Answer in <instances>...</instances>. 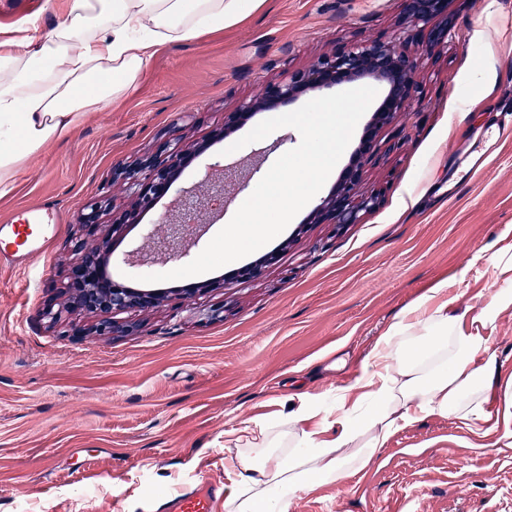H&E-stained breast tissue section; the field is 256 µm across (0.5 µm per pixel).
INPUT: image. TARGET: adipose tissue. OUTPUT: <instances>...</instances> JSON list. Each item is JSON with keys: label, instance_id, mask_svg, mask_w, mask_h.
<instances>
[{"label": "adipose tissue", "instance_id": "ef3b65f1", "mask_svg": "<svg viewBox=\"0 0 512 512\" xmlns=\"http://www.w3.org/2000/svg\"><path fill=\"white\" fill-rule=\"evenodd\" d=\"M264 0H68L50 33L29 22L16 42L0 40V196L14 187L28 158L69 134L89 113L123 102L164 46L224 29ZM500 288L477 313L457 312L456 296L434 288L380 336L355 387L363 406L339 396V429L318 438L303 423L313 404L301 399L288 421L226 433L235 490L226 512H289L313 481L343 483L368 464L398 423L433 414L466 424L486 421L496 386L495 354L483 331L512 305V250L492 258Z\"/></svg>", "mask_w": 512, "mask_h": 512}]
</instances>
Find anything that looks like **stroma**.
I'll use <instances>...</instances> for the list:
<instances>
[{
    "label": "stroma",
    "mask_w": 512,
    "mask_h": 512,
    "mask_svg": "<svg viewBox=\"0 0 512 512\" xmlns=\"http://www.w3.org/2000/svg\"><path fill=\"white\" fill-rule=\"evenodd\" d=\"M67 0H0V33L29 18L51 31ZM448 34L418 53L424 100L379 139L360 192H380L360 223L291 221L275 264L195 300L127 313L126 336H94L96 318L64 308L58 286L75 261L79 207L128 200L120 163L164 141L208 142L176 189L220 158L251 166L285 127L240 150L246 128L230 112L267 81L403 26L400 0H265L223 31L163 47L125 101L93 112L33 155L0 197V231L17 215L44 224L42 255L0 269V512H151L166 492L210 491L215 512L234 490L224 433L246 420L277 422L318 404L320 427L371 362L379 336L436 285L480 309L494 289L490 258L512 244V0H448ZM480 76H473V67ZM62 312L41 317L48 301ZM220 310L217 319L207 311ZM490 345L495 374L512 378V306ZM486 423L443 415L399 424L372 461L342 485L315 482L291 512H512V415L501 389Z\"/></svg>",
    "instance_id": "obj_1"
}]
</instances>
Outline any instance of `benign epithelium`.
Returning a JSON list of instances; mask_svg holds the SVG:
<instances>
[{"label": "benign epithelium", "instance_id": "obj_1", "mask_svg": "<svg viewBox=\"0 0 512 512\" xmlns=\"http://www.w3.org/2000/svg\"><path fill=\"white\" fill-rule=\"evenodd\" d=\"M405 18L419 28L425 51H434L445 37V30L426 29L437 17L448 13V0H401ZM416 59L400 45L380 39L366 40L347 50L324 56L304 71L284 81H270L262 96L240 105L225 129L247 120L256 111L285 104L306 91L335 88L369 77L384 86L381 99L372 114L363 141L352 162L344 169L332 191L309 213L307 224H358L364 214L378 209L381 194H357L356 187L366 165L377 160L379 132L397 122L399 115L419 99L420 85L416 78ZM205 145L182 146L164 142L158 151L130 166L112 168V181H122L134 197L139 210L152 209L157 200L168 194L175 179L198 156ZM249 176L237 165L221 161L213 164V175L183 192L178 207L162 218L163 231L147 227L146 252L134 251L132 265L140 273H148L159 259L181 261L191 255L193 247L205 236L216 203L226 204L236 189L247 186ZM108 198L90 199L80 207L79 225L91 242L78 245L81 256L66 277L64 292L67 308L90 312L98 317L89 332L100 336H123L136 331V326L119 319L131 310L148 311L163 304L168 297L159 288L133 289L106 271L112 257V237L130 223L133 212L109 209ZM111 210V219L103 223L100 217ZM278 252L267 253L260 261L242 267L237 278L247 280L261 275L263 269L276 262ZM230 279L203 282L184 288L183 299L192 300L209 290L226 288Z\"/></svg>", "mask_w": 512, "mask_h": 512}]
</instances>
